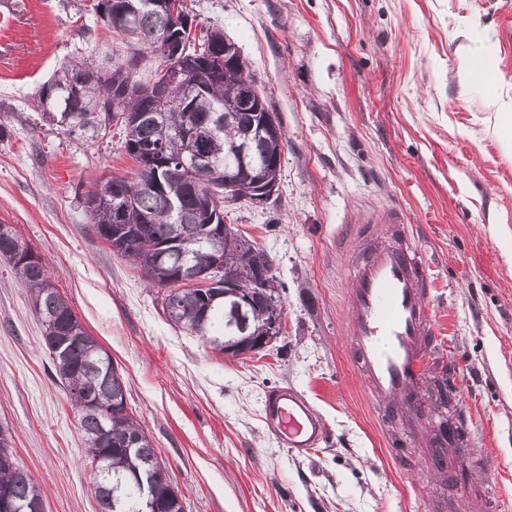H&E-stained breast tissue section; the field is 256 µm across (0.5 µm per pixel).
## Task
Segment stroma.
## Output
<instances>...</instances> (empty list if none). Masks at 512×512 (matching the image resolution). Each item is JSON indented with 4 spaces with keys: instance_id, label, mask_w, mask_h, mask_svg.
Wrapping results in <instances>:
<instances>
[{
    "instance_id": "1",
    "label": "stroma",
    "mask_w": 512,
    "mask_h": 512,
    "mask_svg": "<svg viewBox=\"0 0 512 512\" xmlns=\"http://www.w3.org/2000/svg\"><path fill=\"white\" fill-rule=\"evenodd\" d=\"M224 31L285 139L279 187L226 223L269 256L283 331L232 358L172 326L162 292L89 222L85 191L136 163L118 130L65 133L35 93L64 61L126 53L89 0H0V224L46 263L56 288L127 381L130 411L185 512H500L512 502V152L492 99L512 102V0H187ZM482 32L493 89L461 69ZM397 207L437 264L436 327L449 416L467 411L471 451L429 464L432 431L410 434L368 393L351 359L345 268L364 250L351 220ZM283 384L322 414L328 439L292 455L261 421ZM45 512H101L77 416L54 378L26 288L0 259V427Z\"/></svg>"
}]
</instances>
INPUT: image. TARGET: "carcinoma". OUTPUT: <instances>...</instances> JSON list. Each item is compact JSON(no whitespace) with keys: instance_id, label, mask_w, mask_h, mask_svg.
Masks as SVG:
<instances>
[{"instance_id":"carcinoma-1","label":"carcinoma","mask_w":512,"mask_h":512,"mask_svg":"<svg viewBox=\"0 0 512 512\" xmlns=\"http://www.w3.org/2000/svg\"><path fill=\"white\" fill-rule=\"evenodd\" d=\"M107 10L104 24L123 35L128 42L153 53L155 41L167 34L184 43L187 53L196 58V71L190 77L198 85L192 110L183 106L182 86L171 87L164 96L155 95V84L167 62L162 60L154 76L143 81L137 77L143 55L132 52L99 62L93 58H75L61 64L54 76L37 91L36 106L43 119L69 133L96 134L117 126L123 134V150L137 164L134 176H111L101 190L121 198L126 205V222L112 223V212L87 208L95 233L108 243L124 239L117 254L138 267L154 287L167 290L163 311L175 327L199 336L224 352V344L235 340L247 344L248 335L261 327V309L239 314L235 300L224 297V288H186L180 283L181 268H159L144 257L150 245L167 246L171 241L196 240L202 235L218 239V227L224 224V210L208 212L204 203L224 201V183L206 167H180L188 155L180 135L193 122L202 129L200 148L212 161L222 163L235 155L243 132L251 124H260L264 112H236L222 129L210 131L212 117L224 109L232 90L244 77V71L228 69L214 73L210 57L224 53V32L218 28L188 38L186 27L194 17L185 15L178 23L170 15L145 4V0H103ZM123 70L126 79L141 90L137 98L117 99L120 89L103 85L96 76L107 67ZM167 126L171 135L163 143L164 157L173 167L161 169L142 166L137 149L158 142V127ZM0 257L12 267L27 288L32 309L41 323L42 339L54 368V376L65 386L77 411L79 429L87 444V459L94 479V491L101 512H140L134 482L137 475L151 473L161 488L169 483L168 468L158 457L153 443L141 424L129 412L126 380L111 355L90 336L73 309L51 281L41 257L27 261L18 253L30 248L15 232L1 231ZM271 263L267 253L255 249L238 259L239 279L247 283L257 264ZM249 319L248 334L239 329V321ZM65 329L75 330L68 344L58 348V337ZM136 440L135 451L123 445ZM7 487L26 512H45L41 490L31 475L17 463L0 462V487Z\"/></svg>"}]
</instances>
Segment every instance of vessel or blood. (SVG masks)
<instances>
[{
	"label": "vessel or blood",
	"mask_w": 512,
	"mask_h": 512,
	"mask_svg": "<svg viewBox=\"0 0 512 512\" xmlns=\"http://www.w3.org/2000/svg\"><path fill=\"white\" fill-rule=\"evenodd\" d=\"M390 221L395 226L391 242L347 269L353 362L368 388L395 402L418 432L425 419L415 392L440 351L431 310L434 280L412 226L397 212ZM263 422L297 456L316 451L328 439L322 415L291 386L267 392Z\"/></svg>",
	"instance_id": "1"
}]
</instances>
